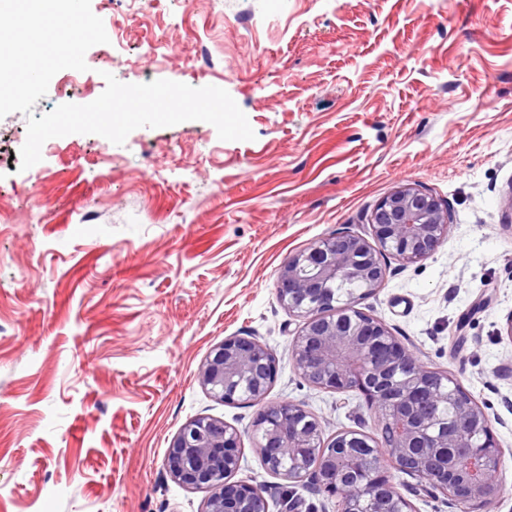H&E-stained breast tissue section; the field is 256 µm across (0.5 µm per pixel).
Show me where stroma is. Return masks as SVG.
I'll use <instances>...</instances> for the list:
<instances>
[{
	"instance_id": "stroma-1",
	"label": "stroma",
	"mask_w": 512,
	"mask_h": 512,
	"mask_svg": "<svg viewBox=\"0 0 512 512\" xmlns=\"http://www.w3.org/2000/svg\"><path fill=\"white\" fill-rule=\"evenodd\" d=\"M109 41L64 69L33 108L87 104L104 73L229 92L255 134L220 140L202 121L143 127L116 145L47 140L20 171L27 118L0 119V512H203L165 457L190 419L242 435L238 480L297 512H339L309 481L267 473L256 407L197 379L212 347L251 336L279 372L268 403L305 405L326 435L375 434L356 392L307 383L289 344L300 319L276 295L281 265L340 233L367 234L403 183L448 208L427 259H387L360 309L475 398L505 448L492 512H512V0H91ZM201 39H187L185 26ZM165 37L176 54L146 55ZM214 68L195 71L201 48ZM392 478L413 512H477Z\"/></svg>"
}]
</instances>
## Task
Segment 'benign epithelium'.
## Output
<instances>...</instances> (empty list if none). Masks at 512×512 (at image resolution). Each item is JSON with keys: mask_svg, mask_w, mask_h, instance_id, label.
<instances>
[{"mask_svg": "<svg viewBox=\"0 0 512 512\" xmlns=\"http://www.w3.org/2000/svg\"><path fill=\"white\" fill-rule=\"evenodd\" d=\"M369 228L368 238L336 234L289 257L279 268L276 293L288 314L303 321L289 345L295 370L313 386L359 392L390 431L389 441L357 430L326 439L322 421L304 406L265 402L279 358L249 336H228L214 346L198 369L199 383L226 404L247 394V402L259 406L254 427L263 467L290 483L312 480L340 499L341 512H412L392 469L452 501L487 510L501 493L504 456L487 414L462 387L450 397L454 377L424 365L383 321L357 308L384 283V256L416 263L437 250L450 230L448 209L406 183L376 204ZM344 280L363 291L338 307L333 288ZM446 403L454 413L445 421L439 408ZM478 433L485 442L475 448ZM240 454L237 429L199 417L174 435L165 464L179 485L209 492L204 512H268L259 486L233 480ZM450 461L465 468V479L449 478Z\"/></svg>", "mask_w": 512, "mask_h": 512, "instance_id": "7a95c632", "label": "benign epithelium"}]
</instances>
